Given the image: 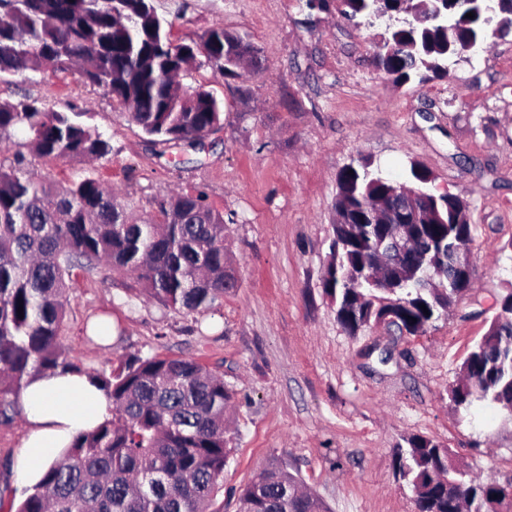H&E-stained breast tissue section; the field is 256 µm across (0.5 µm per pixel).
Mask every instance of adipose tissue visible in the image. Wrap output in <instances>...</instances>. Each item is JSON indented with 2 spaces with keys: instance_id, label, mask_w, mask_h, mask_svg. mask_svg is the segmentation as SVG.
<instances>
[{
  "instance_id": "obj_1",
  "label": "adipose tissue",
  "mask_w": 512,
  "mask_h": 512,
  "mask_svg": "<svg viewBox=\"0 0 512 512\" xmlns=\"http://www.w3.org/2000/svg\"><path fill=\"white\" fill-rule=\"evenodd\" d=\"M27 434L17 461L20 476L34 485L73 438L98 426L111 402L83 373L38 377L22 391Z\"/></svg>"
}]
</instances>
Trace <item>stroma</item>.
<instances>
[{"label": "stroma", "instance_id": "stroma-1", "mask_svg": "<svg viewBox=\"0 0 512 512\" xmlns=\"http://www.w3.org/2000/svg\"><path fill=\"white\" fill-rule=\"evenodd\" d=\"M176 42L221 25L265 51V70L224 79L207 68L185 85L224 102V127L198 149L153 143L106 91L47 67L0 83L50 108L89 112L110 144L91 161L30 156L56 184L95 176L141 211L164 191L206 192L224 216L234 288L202 315L167 309L134 275L100 266L68 283L60 344L89 373L127 356L193 359L222 374L237 398L228 412L233 455L213 512L272 461L288 464L331 512H415L394 457L410 435L448 446L474 474L512 478V421L479 404L455 412L447 389L512 287V32L488 37L445 77L395 85L378 70L382 26L350 21L306 0H156ZM369 158L383 176L411 161L463 196L473 224L472 291L420 336L336 319L322 274L335 218L337 176ZM393 358L381 364L378 352ZM26 417L0 420V488H26L15 469Z\"/></svg>", "mask_w": 512, "mask_h": 512}]
</instances>
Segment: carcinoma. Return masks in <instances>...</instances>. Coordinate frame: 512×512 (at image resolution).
<instances>
[{
	"instance_id": "cac0c4a2",
	"label": "carcinoma",
	"mask_w": 512,
	"mask_h": 512,
	"mask_svg": "<svg viewBox=\"0 0 512 512\" xmlns=\"http://www.w3.org/2000/svg\"><path fill=\"white\" fill-rule=\"evenodd\" d=\"M474 17H466L467 13ZM348 20L385 22L374 58L403 83L448 74V58L512 29V0H342ZM155 0H0V79L50 65L103 88L154 140L197 145L224 125V101L175 78L195 62L224 78L242 77L243 53L261 69L263 50L215 26L176 43ZM88 112H57L36 98L0 101V418L20 410L16 397L33 378L82 372L59 343L67 281L105 261L132 273L142 290L178 312L203 313L235 285L224 247V215L187 189L157 194L144 217L130 197L94 177L66 185L35 179L25 150L45 159L102 157L110 145ZM18 129L23 141L13 140ZM432 173L410 163V184L371 170L367 160L339 173L336 221L323 288L336 319L355 336L381 321L398 336L424 334L469 291L458 262L472 241L469 203L430 189ZM412 215L397 273L391 224ZM428 313H423L421 306ZM23 315H18V308ZM448 387L454 411L488 402L512 417V290L499 297L487 332ZM112 399L108 417L75 436L17 512H209L233 449L224 411L235 398L224 376L193 359L132 355L90 375ZM395 467L413 492L416 512H502L512 480L478 479L452 451L423 435L406 438ZM236 512H330L281 462L244 486Z\"/></svg>"
}]
</instances>
